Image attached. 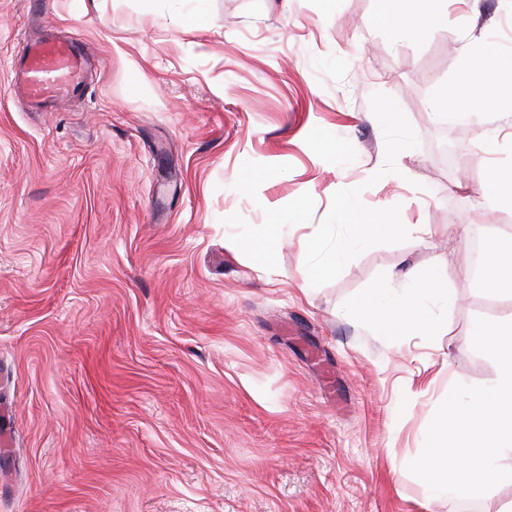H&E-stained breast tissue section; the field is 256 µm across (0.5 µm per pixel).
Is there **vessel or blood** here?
<instances>
[{
	"mask_svg": "<svg viewBox=\"0 0 512 512\" xmlns=\"http://www.w3.org/2000/svg\"><path fill=\"white\" fill-rule=\"evenodd\" d=\"M87 58L86 45L76 38L47 39L39 43L31 50L23 67L28 96L44 103L82 90Z\"/></svg>",
	"mask_w": 512,
	"mask_h": 512,
	"instance_id": "obj_1",
	"label": "vessel or blood"
}]
</instances>
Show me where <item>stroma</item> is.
<instances>
[{
  "label": "stroma",
  "mask_w": 512,
  "mask_h": 512,
  "mask_svg": "<svg viewBox=\"0 0 512 512\" xmlns=\"http://www.w3.org/2000/svg\"><path fill=\"white\" fill-rule=\"evenodd\" d=\"M41 2L0 0V512H512V480L435 498L407 469L452 386L497 378L472 323L512 321L472 271L512 90L434 103L476 50L512 65V0L418 36L409 0ZM52 27L95 58L37 106L11 73ZM384 209L422 232L353 239ZM417 272L437 334L353 313Z\"/></svg>",
  "instance_id": "1"
}]
</instances>
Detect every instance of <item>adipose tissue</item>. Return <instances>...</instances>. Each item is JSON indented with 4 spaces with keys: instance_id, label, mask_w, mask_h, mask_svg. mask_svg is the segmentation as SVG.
Returning a JSON list of instances; mask_svg holds the SVG:
<instances>
[{
    "instance_id": "1",
    "label": "adipose tissue",
    "mask_w": 512,
    "mask_h": 512,
    "mask_svg": "<svg viewBox=\"0 0 512 512\" xmlns=\"http://www.w3.org/2000/svg\"><path fill=\"white\" fill-rule=\"evenodd\" d=\"M398 23L401 29L413 35L446 26L447 0H413L412 10L401 14ZM482 268L483 287L501 294L512 292V241L491 238L485 246ZM447 304V286L434 276L418 275L410 291L390 298L383 296L381 289H369L357 308L367 313L388 335L402 336L437 332L439 320L431 308Z\"/></svg>"
}]
</instances>
